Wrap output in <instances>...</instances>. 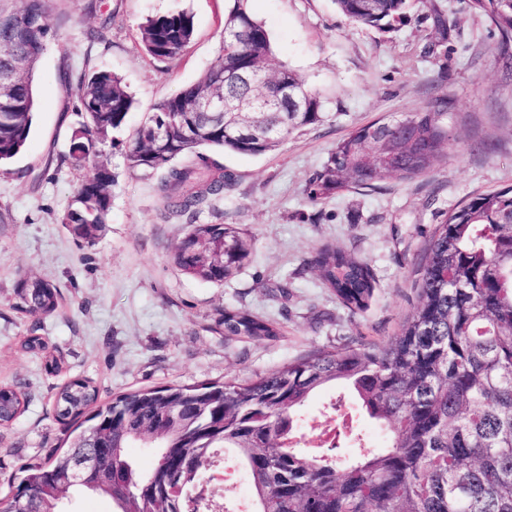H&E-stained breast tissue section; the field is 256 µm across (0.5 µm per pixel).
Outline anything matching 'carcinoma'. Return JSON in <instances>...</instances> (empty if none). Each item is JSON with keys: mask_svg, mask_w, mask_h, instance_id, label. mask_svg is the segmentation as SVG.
I'll list each match as a JSON object with an SVG mask.
<instances>
[{"mask_svg": "<svg viewBox=\"0 0 512 512\" xmlns=\"http://www.w3.org/2000/svg\"><path fill=\"white\" fill-rule=\"evenodd\" d=\"M472 7L512 39V0H471ZM353 22L383 28L399 20L408 0H336ZM47 0H18L0 11V166L17 158L32 132L35 70L45 50ZM224 29L246 30L244 41L224 34L221 54L194 83L158 104L136 131L128 167L161 173L158 192L165 211L183 215L224 194L228 177L204 149L259 155L294 130L321 121L322 102L293 70H275L298 87L296 112L255 103L252 117L267 142L224 132L211 112L195 107L205 97L253 99L266 86L272 46L247 0H228ZM154 59L180 56L194 37L186 12L149 17L139 28ZM77 95L85 121L72 130L69 158L91 166L63 223L75 238L94 242L112 208V173L95 163L118 131L134 98L108 70L83 75ZM444 113L412 112L371 122L339 141L309 182L318 200L348 186L369 187L387 179L411 180L429 173L442 155L448 130ZM224 239V252L215 249ZM252 244L231 224H194L178 244L175 264L216 285L250 260ZM321 279L352 313L362 312L374 291L369 266L331 248L313 259ZM421 302L400 336L384 347L337 350L291 363L248 382L163 385L98 401L86 379H73L55 397L57 417L72 428L67 450L22 465L10 484L34 492L40 512H65L80 489L68 476L71 453L91 451L99 434L112 438V487L117 512H205L187 500L213 468L219 448L232 449L251 475L255 512H512V187L479 194L448 213L429 245L419 281ZM60 293L45 281L20 279L18 308L47 316ZM224 335L270 338L275 325L246 311H224ZM346 384L359 406L388 432L382 448H359L342 459L303 452L289 442L294 416L317 388ZM25 398L0 387V424L13 422ZM147 436L160 448L143 470L127 448ZM187 465L171 475L172 461Z\"/></svg>", "mask_w": 512, "mask_h": 512, "instance_id": "cac0c4a2", "label": "carcinoma"}]
</instances>
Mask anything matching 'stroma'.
Returning a JSON list of instances; mask_svg holds the SVG:
<instances>
[{
    "instance_id": "stroma-1",
    "label": "stroma",
    "mask_w": 512,
    "mask_h": 512,
    "mask_svg": "<svg viewBox=\"0 0 512 512\" xmlns=\"http://www.w3.org/2000/svg\"><path fill=\"white\" fill-rule=\"evenodd\" d=\"M50 31L35 83L38 106L27 148L0 167V387L25 396V411L0 426V500L25 462L66 440L53 411L58 387L93 381L100 401L169 383L247 381L328 350L385 346L417 308V283L435 229L457 205L512 186V69L502 36L470 0H414L400 21L356 24L335 0H249L267 29L275 64L318 93L321 122L293 131L261 155L213 151L231 178L224 196L196 213L163 217L159 175L128 168L134 129L179 87L195 82L220 54L226 0H48ZM192 15L194 38L173 60L145 52L138 27L151 16ZM106 69L135 98L123 131L107 145L111 218L93 243L75 239L62 218L85 169L68 160V138L84 119L76 84ZM447 103L449 140L426 176L347 187L309 197V181L337 141L381 118ZM192 224H231L251 239L250 261L217 286L182 272L173 254ZM325 246L365 261L376 286L354 314L321 281L311 261ZM55 285L58 309L16 308L21 275ZM275 322L274 338L228 336L224 309ZM41 337L45 350L24 348ZM59 373L46 368L49 357ZM342 400L360 432L383 428L336 385L312 394L299 415L302 435L328 426L323 406Z\"/></svg>"
}]
</instances>
